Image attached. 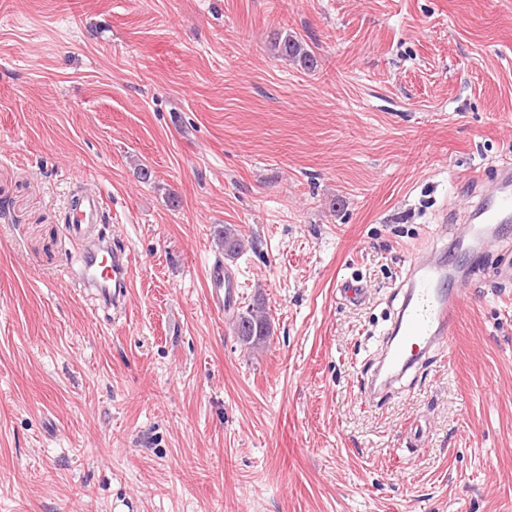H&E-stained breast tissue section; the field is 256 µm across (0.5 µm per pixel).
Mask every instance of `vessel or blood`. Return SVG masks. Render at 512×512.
Listing matches in <instances>:
<instances>
[{
  "label": "vessel or blood",
  "instance_id": "vessel-or-blood-1",
  "mask_svg": "<svg viewBox=\"0 0 512 512\" xmlns=\"http://www.w3.org/2000/svg\"><path fill=\"white\" fill-rule=\"evenodd\" d=\"M103 220V202L92 190L81 191L78 204L69 216L73 235L90 234ZM512 222V166L499 170L497 181L473 194L463 212L459 231L477 246H492L496 225ZM129 258L124 248L109 236L98 237L86 251L81 278L114 312L126 307L125 288ZM210 302L216 310L233 303L238 282L221 262L208 268ZM405 300L394 328L386 341L375 376L365 385V399H373L388 391L414 368L425 351L447 347L455 331L458 309L464 293L463 281L446 259L439 257L435 247L412 262L403 281Z\"/></svg>",
  "mask_w": 512,
  "mask_h": 512
}]
</instances>
